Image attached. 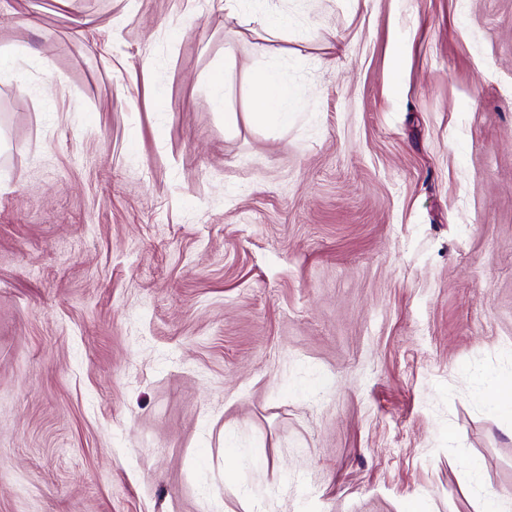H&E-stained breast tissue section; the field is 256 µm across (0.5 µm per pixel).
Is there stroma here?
Segmentation results:
<instances>
[{
    "instance_id": "35a3bbf8",
    "label": "stroma",
    "mask_w": 512,
    "mask_h": 512,
    "mask_svg": "<svg viewBox=\"0 0 512 512\" xmlns=\"http://www.w3.org/2000/svg\"><path fill=\"white\" fill-rule=\"evenodd\" d=\"M11 4L0 512H512V0ZM252 94L257 112L253 117L258 121H288V89L283 86L275 70L256 72L252 77Z\"/></svg>"
}]
</instances>
